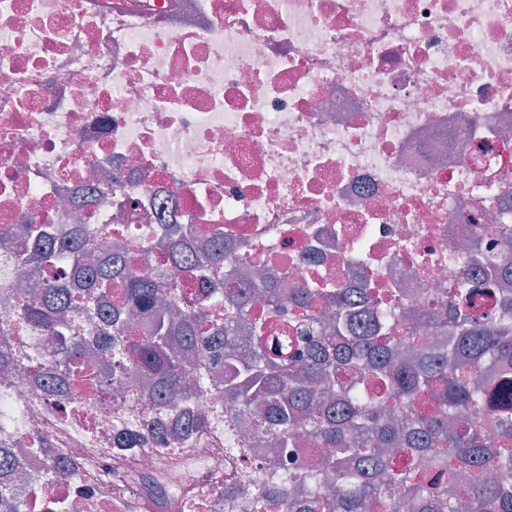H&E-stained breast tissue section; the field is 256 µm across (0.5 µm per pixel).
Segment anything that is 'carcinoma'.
I'll return each instance as SVG.
<instances>
[{
    "mask_svg": "<svg viewBox=\"0 0 512 512\" xmlns=\"http://www.w3.org/2000/svg\"><path fill=\"white\" fill-rule=\"evenodd\" d=\"M19 233L14 262L39 283V292L19 304L20 318L56 337V365L62 374L48 383L63 390L114 359L152 385L157 403L184 389L194 370L221 364L222 383L233 408L249 407L245 425L255 436L273 437L292 447L303 431L319 448H329L342 486L325 497L307 494L292 481L288 512H512V485L490 475L512 469V408L492 391L495 379H512V230L500 231L506 255H490L481 244L469 247L470 263L482 270L464 275L448 291L444 309L418 312L395 323L385 303L370 301L371 289L338 288L327 298L316 288L298 289L285 304L277 281L266 276L248 292L224 288L219 272L232 254L224 236L197 224H167L156 248L192 275L193 284L165 283L158 269L135 261L115 247L112 256L93 260V241L112 234L99 224L83 239L58 244L44 224H13ZM261 298L269 317L251 314ZM103 303L106 329L87 343L77 337L69 313ZM224 299L225 325L210 326L208 300ZM137 314L148 320L140 333L130 325ZM250 321L254 344L242 345L233 324ZM440 325L447 340L424 335ZM204 418L183 414L165 425L150 421L156 436L191 434ZM232 420L231 439L242 425ZM117 453L144 445L139 431L117 434ZM408 448L411 463L394 468L387 449ZM20 456L0 447V475L15 473Z\"/></svg>",
    "mask_w": 512,
    "mask_h": 512,
    "instance_id": "1",
    "label": "carcinoma"
}]
</instances>
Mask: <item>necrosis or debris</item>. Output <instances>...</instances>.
Listing matches in <instances>:
<instances>
[{
    "label": "necrosis or debris",
    "instance_id": "1",
    "mask_svg": "<svg viewBox=\"0 0 512 512\" xmlns=\"http://www.w3.org/2000/svg\"><path fill=\"white\" fill-rule=\"evenodd\" d=\"M169 204L283 294L367 281L440 308L465 242L500 251L512 224V0H0V224H108L97 252L150 256ZM14 247L0 234V446L25 451L21 512H256L287 469L324 488L314 445L229 448L215 389L49 392L57 342L8 303ZM153 411L209 424L115 453Z\"/></svg>",
    "mask_w": 512,
    "mask_h": 512
}]
</instances>
